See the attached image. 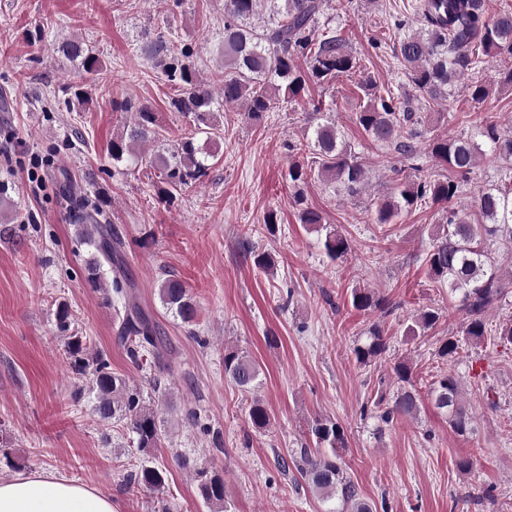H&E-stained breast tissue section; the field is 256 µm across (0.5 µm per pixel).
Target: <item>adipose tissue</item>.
Listing matches in <instances>:
<instances>
[{"label":"adipose tissue","instance_id":"adipose-tissue-1","mask_svg":"<svg viewBox=\"0 0 512 512\" xmlns=\"http://www.w3.org/2000/svg\"><path fill=\"white\" fill-rule=\"evenodd\" d=\"M0 512H114L110 496L51 473L0 479Z\"/></svg>","mask_w":512,"mask_h":512}]
</instances>
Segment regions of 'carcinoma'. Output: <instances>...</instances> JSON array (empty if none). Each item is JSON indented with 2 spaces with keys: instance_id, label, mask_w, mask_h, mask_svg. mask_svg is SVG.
<instances>
[{
  "instance_id": "carcinoma-1",
  "label": "carcinoma",
  "mask_w": 512,
  "mask_h": 512,
  "mask_svg": "<svg viewBox=\"0 0 512 512\" xmlns=\"http://www.w3.org/2000/svg\"><path fill=\"white\" fill-rule=\"evenodd\" d=\"M259 0H224V37L220 51L224 55L223 97L213 93L210 84L200 79L189 44L176 45L158 37L144 44L142 52L154 61L167 81L177 87L169 101L172 111L189 118L197 130L211 138L215 109L239 102L246 106L243 116L257 123L274 105L283 100L295 101L311 82H323L351 73L356 58L347 52L345 39L336 31L322 30L316 16L321 0H269L273 25L258 30L250 19L256 14ZM414 11L422 31L407 33L398 40L397 58L405 67L408 80L403 97L376 94L371 77L363 80L370 100L356 113V120L366 136L379 146H391L403 157L416 159L426 151L448 167L446 180L405 181L397 184L393 196L376 206V223L390 224L403 211L431 202L447 205L445 223L435 225L430 248L426 253L429 278L458 296L464 315L461 335L440 341L436 353L443 360H454L465 344H477L486 336L485 314L508 295L512 280L504 282L499 268L481 246L482 241L507 237L512 240V174L499 177L497 183L478 190L473 208L481 222L471 223L469 215L449 203L465 188L474 168L488 152L512 158V137L500 134L498 126L486 122L467 136L434 138L423 145L424 121L407 109L409 101H447L454 80L466 71L476 70L481 57L512 56V11L488 15L485 0H417ZM56 52L78 63L83 80L93 78L102 61L80 40L61 42ZM117 112L134 113L133 121L112 138V161L116 164L139 163L137 147L156 140L155 112L144 103L130 99L113 102ZM314 151L319 169L336 179L350 192H356L366 178V170L357 157L338 141L333 122L313 127ZM210 154L189 135L176 143H162L150 159L159 199L169 202L175 193L208 176ZM309 176L308 167L295 159L288 165V181L299 184ZM76 222L82 224L84 244L92 248L84 262L86 284L102 292L106 302L121 308L118 342L130 362L141 368L147 364L158 369L168 366L172 350L161 336L152 317L137 302L135 284L127 276L122 255L123 242L107 221L103 205L76 197ZM324 253L338 260L351 250L349 241L339 233L329 232L322 241ZM164 306L185 325L197 317V305L188 289L177 278L168 276L159 284ZM351 305L360 311L387 313L384 303L367 288L351 290ZM438 312L426 308L413 316L406 335L416 337L433 328ZM66 354L72 369L89 377L93 410L109 422H125L135 436L143 454L134 482L146 492L159 493L165 488L166 468L150 457V449L160 439L157 413L146 403L143 389L112 371L104 354L90 353L86 339L65 337ZM389 350L380 323L369 327L364 341L354 348L361 366L376 364ZM396 379L404 384L391 397L380 396L372 418L379 427L413 415L418 408V393L411 387L413 372L406 361L394 362ZM224 375L245 391L259 385L260 368L249 356L237 350L224 354ZM428 396L434 406L448 418V427L459 436L474 432L473 419L461 399L459 380L451 372L432 377ZM252 426L258 430L269 424L264 404L255 399L248 408ZM318 448L301 449L298 469L316 491L324 512H373L374 505L360 497L357 487L348 480L341 466L340 450L346 446L344 429L330 419H317L312 427ZM177 465L188 470L197 481L204 503L230 512L224 499V478L206 464L185 455L175 457Z\"/></svg>"
}]
</instances>
